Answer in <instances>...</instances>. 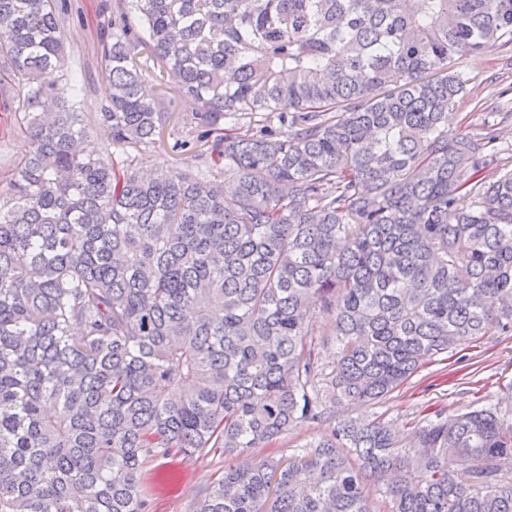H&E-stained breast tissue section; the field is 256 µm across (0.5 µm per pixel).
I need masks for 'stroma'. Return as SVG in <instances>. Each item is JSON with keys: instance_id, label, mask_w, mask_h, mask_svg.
Segmentation results:
<instances>
[{"instance_id": "35a3bbf8", "label": "stroma", "mask_w": 512, "mask_h": 512, "mask_svg": "<svg viewBox=\"0 0 512 512\" xmlns=\"http://www.w3.org/2000/svg\"><path fill=\"white\" fill-rule=\"evenodd\" d=\"M63 14L64 67L51 73V83L63 86L66 100L84 113L91 140L111 150L114 161L124 160L112 148L110 132L98 123L96 114L108 105L110 85L106 76L103 46L112 31V0H66ZM469 93L458 98L449 136H456L466 123H478L475 97L489 104L512 102V58L502 51L487 53L475 65L463 68ZM0 95V189L6 188L13 168L30 149L21 130L24 93L6 82ZM196 141L186 128L164 137L160 146L147 152L144 169H168L191 159ZM512 401V336H485L475 346H463L425 363L388 399L379 404L349 406L346 414L365 421L384 419L400 431L439 409L463 411L486 401ZM226 461L218 449L191 457L157 458L149 462L143 480L150 499V512H195L199 499L214 485Z\"/></svg>"}]
</instances>
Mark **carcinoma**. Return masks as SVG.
I'll return each mask as SVG.
<instances>
[{
    "label": "carcinoma",
    "instance_id": "obj_1",
    "mask_svg": "<svg viewBox=\"0 0 512 512\" xmlns=\"http://www.w3.org/2000/svg\"><path fill=\"white\" fill-rule=\"evenodd\" d=\"M495 47L512 0H113L112 144L141 155L172 119L143 54L197 104L192 165L147 178L41 84L64 65L55 0H0L31 141L0 196V512H149L153 459L313 424L196 512H512V410L405 436L338 418L512 335V107L448 137L456 59Z\"/></svg>",
    "mask_w": 512,
    "mask_h": 512
}]
</instances>
